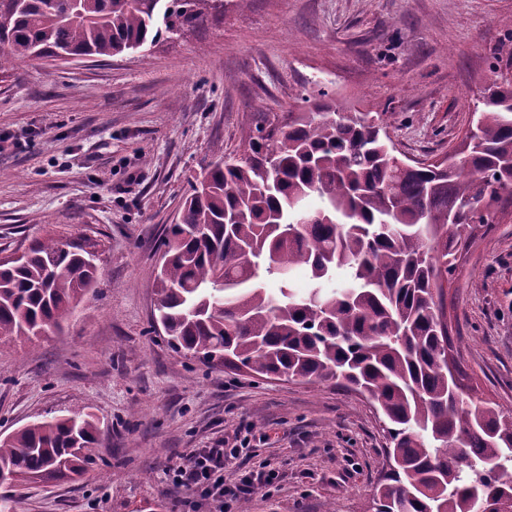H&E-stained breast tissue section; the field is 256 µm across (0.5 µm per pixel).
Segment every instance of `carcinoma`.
<instances>
[{"label": "carcinoma", "mask_w": 512, "mask_h": 512, "mask_svg": "<svg viewBox=\"0 0 512 512\" xmlns=\"http://www.w3.org/2000/svg\"><path fill=\"white\" fill-rule=\"evenodd\" d=\"M198 2L6 0L0 74L37 51L110 57L181 35L209 21ZM326 96L256 127L193 185L163 243L159 321L205 365L374 402L390 464L369 512H512V412L474 399L448 361L444 306L479 232L512 204V77L485 89L454 167L401 165L384 113ZM92 257L50 237L18 265L0 261V336L59 327L97 281ZM300 268L307 288L293 287ZM99 437L83 411L26 425L0 440V485L79 475Z\"/></svg>", "instance_id": "1"}]
</instances>
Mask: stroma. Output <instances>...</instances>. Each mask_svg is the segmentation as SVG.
Here are the masks:
<instances>
[{"instance_id": "stroma-1", "label": "stroma", "mask_w": 512, "mask_h": 512, "mask_svg": "<svg viewBox=\"0 0 512 512\" xmlns=\"http://www.w3.org/2000/svg\"><path fill=\"white\" fill-rule=\"evenodd\" d=\"M506 71L512 0H224L220 22L171 42L1 74L0 259L50 236L81 242L98 283L60 332L0 340V438L77 410L103 431L84 474L0 486L9 512H170L162 470L240 427L250 449L226 481L266 464L282 475L251 512H365L385 466L373 405L177 351L154 323L160 242L203 168L299 94L384 113L400 153L432 159ZM446 305L477 397L512 410V209Z\"/></svg>"}]
</instances>
